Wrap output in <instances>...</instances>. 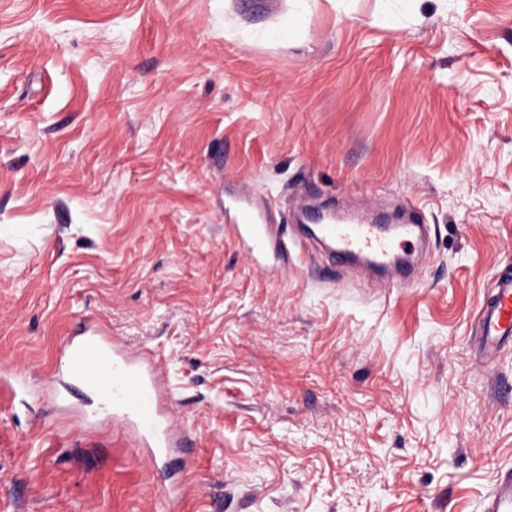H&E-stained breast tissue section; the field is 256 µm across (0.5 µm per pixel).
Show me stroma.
Instances as JSON below:
<instances>
[{
  "label": "stroma",
  "instance_id": "1",
  "mask_svg": "<svg viewBox=\"0 0 512 512\" xmlns=\"http://www.w3.org/2000/svg\"><path fill=\"white\" fill-rule=\"evenodd\" d=\"M305 20L294 26V9ZM391 23H379L381 13ZM306 201L419 206L418 283L256 260ZM512 0H0V512H482L512 474ZM86 313L164 360L195 495L167 503L74 382ZM235 230L237 237L248 239L247 250L250 254L266 252L273 242L272 225L267 222L264 213L253 207L248 201H242L235 211ZM479 336L481 356L490 365L499 349L512 340V276L497 278L481 308Z\"/></svg>",
  "mask_w": 512,
  "mask_h": 512
}]
</instances>
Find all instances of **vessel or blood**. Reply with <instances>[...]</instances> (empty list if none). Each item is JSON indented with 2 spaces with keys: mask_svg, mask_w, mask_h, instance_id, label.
Here are the masks:
<instances>
[{
  "mask_svg": "<svg viewBox=\"0 0 512 512\" xmlns=\"http://www.w3.org/2000/svg\"><path fill=\"white\" fill-rule=\"evenodd\" d=\"M235 230L237 237L248 239V252H264L273 246L283 253L288 250L287 242L275 241L266 215L250 202L237 207ZM424 233L423 214L417 208L391 237L379 235L367 223L320 224L315 230L318 240L338 260L367 259L386 273L392 270L394 256ZM479 336L481 356L488 364L512 340V276L497 278L481 308ZM162 374L161 362L127 351L96 318H79L66 339L63 377L89 387L111 405L114 416L136 433L139 453L148 455L158 467L183 439L172 425V401L159 385ZM484 512H512V475H506L488 497Z\"/></svg>",
  "mask_w": 512,
  "mask_h": 512,
  "instance_id": "b4317fda",
  "label": "vessel or blood"
}]
</instances>
